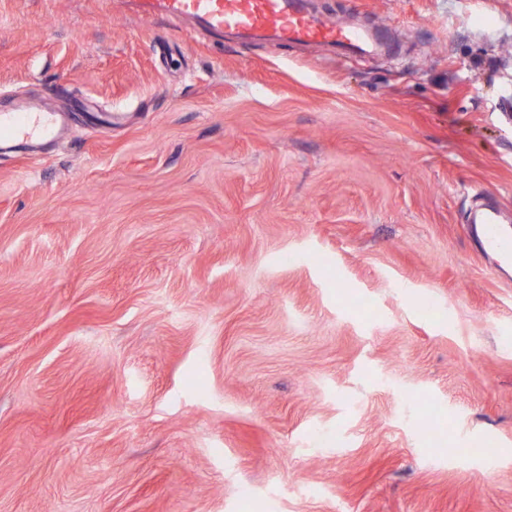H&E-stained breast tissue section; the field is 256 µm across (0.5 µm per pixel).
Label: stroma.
I'll return each instance as SVG.
<instances>
[{
    "mask_svg": "<svg viewBox=\"0 0 512 512\" xmlns=\"http://www.w3.org/2000/svg\"><path fill=\"white\" fill-rule=\"evenodd\" d=\"M309 8L393 48L0 0L67 122L0 150V512H512V0ZM472 224H479L476 233L482 240L485 253L498 255L502 258L512 256V230L509 232L500 212L493 207H485L479 211Z\"/></svg>",
    "mask_w": 512,
    "mask_h": 512,
    "instance_id": "stroma-1",
    "label": "stroma"
}]
</instances>
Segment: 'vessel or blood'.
<instances>
[{"label":"vessel or blood","instance_id":"b4317fda","mask_svg":"<svg viewBox=\"0 0 512 512\" xmlns=\"http://www.w3.org/2000/svg\"><path fill=\"white\" fill-rule=\"evenodd\" d=\"M142 16L164 15L186 19L215 33L233 31L246 35L268 34L297 43H320L344 55L375 53L381 45L373 30L345 25L311 13L306 0H134ZM57 130L53 113L26 104L14 111L0 110V143H21L51 137ZM484 252L512 256V231L492 207L475 218Z\"/></svg>","mask_w":512,"mask_h":512}]
</instances>
